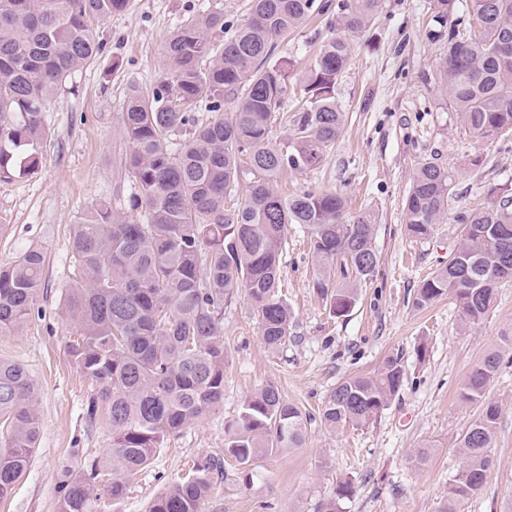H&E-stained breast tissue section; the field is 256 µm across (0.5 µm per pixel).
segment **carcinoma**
I'll use <instances>...</instances> for the list:
<instances>
[{"label":"carcinoma","mask_w":512,"mask_h":512,"mask_svg":"<svg viewBox=\"0 0 512 512\" xmlns=\"http://www.w3.org/2000/svg\"><path fill=\"white\" fill-rule=\"evenodd\" d=\"M128 0H0V180L33 173L41 163L43 112L72 73L105 49L101 22ZM382 0H250L245 19L231 23L210 9L187 17L170 34L167 76L152 98L132 92L122 112L128 143L125 176L136 194L133 218L107 204L74 225L72 253L79 278L65 308L75 324L72 362L90 380L85 416L104 414L112 445L104 463L87 460L65 471L58 512H98L100 467L110 470L104 493L124 496L130 479L150 464L166 437L224 404V305L244 293L265 346L276 351L292 334L293 315L280 291L288 225H301L318 269L313 288L334 317L358 301L356 288L336 286L330 267L340 258L358 279L373 276L376 218L351 215L333 191L280 190L290 171L317 164L340 136L344 114L336 84L348 66L350 35L367 28ZM336 17L339 33L314 56L300 87L279 43L310 17ZM431 40L444 45L439 80L448 108L468 132L489 139L512 133V0H434ZM295 102L288 139L273 136L277 114ZM232 108L224 115V105ZM211 118H198L199 108ZM455 175L434 161L418 165L405 198L408 234L431 238L448 211ZM487 204L463 216L462 242L448 265L422 282L413 306L424 309L448 295L464 320L476 322L493 306L512 241V183L487 188ZM45 256L29 247L0 267V335L19 331L42 288ZM503 357L492 353L467 375L460 397L481 404L461 440V465L448 486L443 512L479 490L490 468L499 407L485 401ZM396 357L376 372L349 377L330 392L321 413L331 428L376 421L402 387ZM0 419L7 450L0 452V500L9 497L36 447L39 415L26 368L0 360ZM306 437L303 414L269 383L247 398L224 435V453L240 465L243 484L258 462ZM224 475V461L199 457L156 496L149 512H198ZM353 492L336 487L321 512H340Z\"/></svg>","instance_id":"cac0c4a2"}]
</instances>
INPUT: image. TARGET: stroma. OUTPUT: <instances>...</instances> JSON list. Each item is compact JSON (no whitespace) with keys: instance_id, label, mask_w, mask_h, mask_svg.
Instances as JSON below:
<instances>
[{"instance_id":"35a3bbf8","label":"stroma","mask_w":512,"mask_h":512,"mask_svg":"<svg viewBox=\"0 0 512 512\" xmlns=\"http://www.w3.org/2000/svg\"><path fill=\"white\" fill-rule=\"evenodd\" d=\"M248 3L129 0L100 27L103 54L74 72L49 104L38 170L0 181V266L31 246L46 256L32 315L19 332L0 336V359L23 364L35 384L40 419L29 467L0 501V512H58V484L70 463L107 455L111 428L102 416L86 420L92 386L68 352L75 332L64 309L76 274L73 227L98 202L128 207L133 190L122 173L123 107L131 91L151 95L163 79L164 48L175 26L215 5L237 22ZM432 15L433 0H383L371 26L353 35L352 59L336 84L345 113L340 137L318 164L284 181L289 192L333 189L352 211L374 212L379 262L359 286L355 308L335 318L314 295L309 240L290 225L281 284L294 313L291 337L269 351L244 296L226 304L223 406L170 438L122 498L101 497L100 512H147L188 461L206 455L223 457L225 476L199 512H318L346 479L354 491L342 500V512H441L462 461L460 440L480 411L461 400V387L471 369L512 336V279L500 284L492 309L475 323L464 322L450 297L424 310L412 300L453 257L460 215L484 206L488 186L512 182V134L478 139L449 111L436 78L442 47L426 36ZM331 35L329 18L317 16L278 53L294 73L304 72ZM425 160L452 168L456 187L442 224L419 242L406 231L403 206ZM389 356L399 358L404 382L381 418L328 428L320 413L331 390L353 375L373 373ZM270 382L302 411L306 438L302 447L262 459L246 486L235 460L224 454V429L244 400ZM486 398L500 409L492 466L482 489L457 512H512V363H502Z\"/></svg>"}]
</instances>
